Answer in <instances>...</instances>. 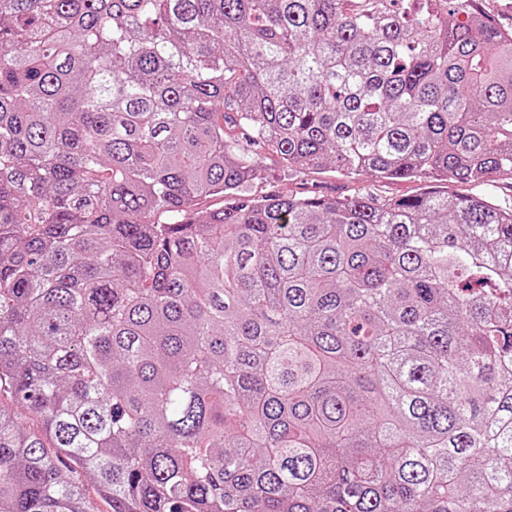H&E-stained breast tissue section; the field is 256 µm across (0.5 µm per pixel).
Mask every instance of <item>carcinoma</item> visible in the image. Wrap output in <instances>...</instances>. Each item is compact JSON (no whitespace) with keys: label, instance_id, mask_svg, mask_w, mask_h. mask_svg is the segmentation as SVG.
I'll return each mask as SVG.
<instances>
[{"label":"carcinoma","instance_id":"1","mask_svg":"<svg viewBox=\"0 0 512 512\" xmlns=\"http://www.w3.org/2000/svg\"><path fill=\"white\" fill-rule=\"evenodd\" d=\"M474 2L0 0V512H512ZM257 147L429 186L252 196Z\"/></svg>","mask_w":512,"mask_h":512}]
</instances>
